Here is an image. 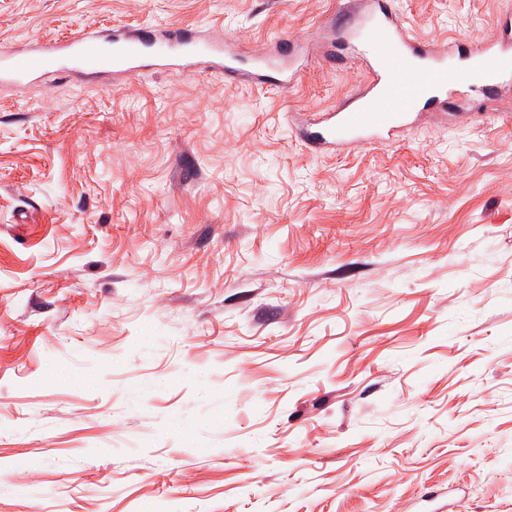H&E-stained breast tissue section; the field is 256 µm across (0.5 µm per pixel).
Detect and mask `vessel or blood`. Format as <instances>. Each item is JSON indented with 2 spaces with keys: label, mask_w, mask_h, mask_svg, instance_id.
<instances>
[{
  "label": "vessel or blood",
  "mask_w": 512,
  "mask_h": 512,
  "mask_svg": "<svg viewBox=\"0 0 512 512\" xmlns=\"http://www.w3.org/2000/svg\"><path fill=\"white\" fill-rule=\"evenodd\" d=\"M493 41H471L441 53L411 37L390 0H370L347 27L346 49L368 71L367 83L344 105L325 113L302 130L316 149H342L359 143L391 141L409 113L466 96L512 86V19L499 18ZM231 38L198 39L183 31H116L104 46L92 30L63 41L31 46L28 52H0V77L22 80L68 62L73 70L137 75L140 70L205 66L237 82L249 78L260 85L294 82L306 59L295 51L247 54L232 48Z\"/></svg>",
  "instance_id": "1"
}]
</instances>
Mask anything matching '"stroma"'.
<instances>
[{
    "instance_id": "obj_1",
    "label": "stroma",
    "mask_w": 512,
    "mask_h": 512,
    "mask_svg": "<svg viewBox=\"0 0 512 512\" xmlns=\"http://www.w3.org/2000/svg\"><path fill=\"white\" fill-rule=\"evenodd\" d=\"M416 37L512 0H395ZM346 0H0V50L93 29L307 48L0 84V512H512V89L312 150L366 80Z\"/></svg>"
}]
</instances>
